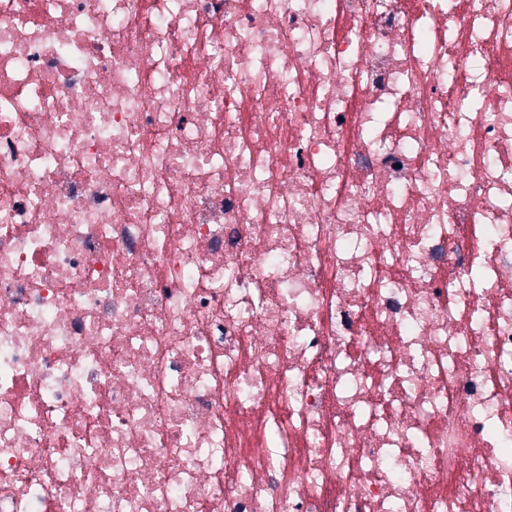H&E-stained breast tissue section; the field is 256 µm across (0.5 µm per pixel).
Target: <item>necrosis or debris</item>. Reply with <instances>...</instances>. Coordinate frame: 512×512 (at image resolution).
I'll return each mask as SVG.
<instances>
[{"label": "necrosis or debris", "mask_w": 512, "mask_h": 512, "mask_svg": "<svg viewBox=\"0 0 512 512\" xmlns=\"http://www.w3.org/2000/svg\"><path fill=\"white\" fill-rule=\"evenodd\" d=\"M0 512H512V0H0Z\"/></svg>", "instance_id": "4bbe7bcc"}]
</instances>
